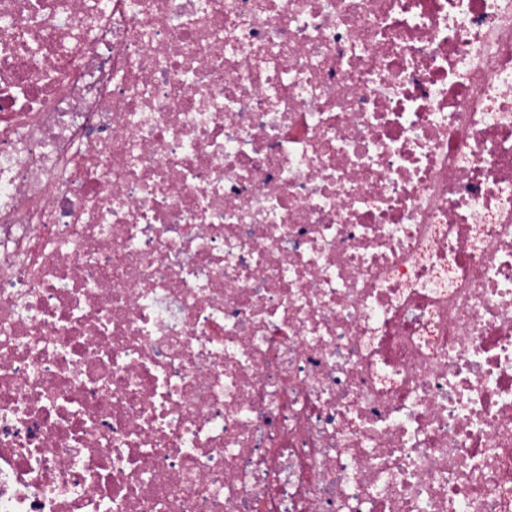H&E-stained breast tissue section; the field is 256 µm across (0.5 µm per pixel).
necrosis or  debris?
<instances>
[{"mask_svg": "<svg viewBox=\"0 0 512 512\" xmlns=\"http://www.w3.org/2000/svg\"><path fill=\"white\" fill-rule=\"evenodd\" d=\"M0 512H512V0H0Z\"/></svg>", "mask_w": 512, "mask_h": 512, "instance_id": "4bbe7bcc", "label": "necrosis or debris"}]
</instances>
